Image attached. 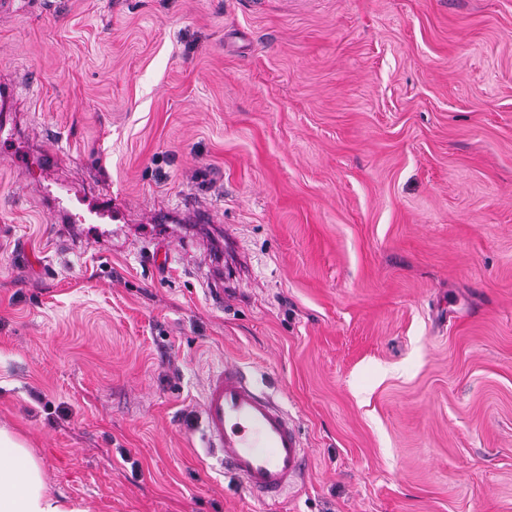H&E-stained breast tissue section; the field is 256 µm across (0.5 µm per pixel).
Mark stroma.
<instances>
[{
  "label": "stroma",
  "instance_id": "35a3bbf8",
  "mask_svg": "<svg viewBox=\"0 0 512 512\" xmlns=\"http://www.w3.org/2000/svg\"><path fill=\"white\" fill-rule=\"evenodd\" d=\"M0 77V423L53 494L512 512V0H15ZM224 364L300 434L278 501L204 447ZM104 202L106 204H104ZM51 213L55 217H59L61 222L66 224L75 222H90L94 224L101 223L100 221L107 215L108 211L112 208V220H121L123 215L120 212L121 204L114 202L112 206V198L108 200H100L99 205L88 204L86 209L87 218L85 216L73 214L65 204V201L60 196L50 195Z\"/></svg>",
  "mask_w": 512,
  "mask_h": 512
}]
</instances>
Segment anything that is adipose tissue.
Segmentation results:
<instances>
[{
	"instance_id": "obj_1",
	"label": "adipose tissue",
	"mask_w": 512,
	"mask_h": 512,
	"mask_svg": "<svg viewBox=\"0 0 512 512\" xmlns=\"http://www.w3.org/2000/svg\"><path fill=\"white\" fill-rule=\"evenodd\" d=\"M0 512H83L49 490L34 451L16 433L2 426Z\"/></svg>"
}]
</instances>
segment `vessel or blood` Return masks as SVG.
I'll list each match as a JSON object with an SVG mask.
<instances>
[{
    "instance_id": "vessel-or-blood-1",
    "label": "vessel or blood",
    "mask_w": 512,
    "mask_h": 512,
    "mask_svg": "<svg viewBox=\"0 0 512 512\" xmlns=\"http://www.w3.org/2000/svg\"><path fill=\"white\" fill-rule=\"evenodd\" d=\"M205 443L251 494L278 499L304 468L301 440L288 413L238 368L214 371L203 395Z\"/></svg>"
}]
</instances>
